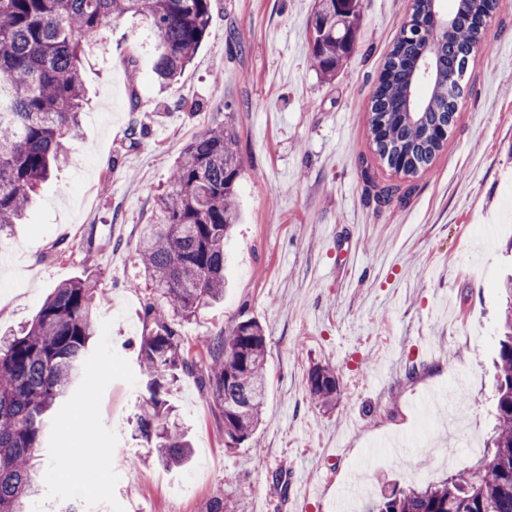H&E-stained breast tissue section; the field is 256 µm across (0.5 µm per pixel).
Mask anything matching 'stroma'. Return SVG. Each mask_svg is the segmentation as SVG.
<instances>
[{
  "label": "stroma",
  "instance_id": "obj_1",
  "mask_svg": "<svg viewBox=\"0 0 512 512\" xmlns=\"http://www.w3.org/2000/svg\"><path fill=\"white\" fill-rule=\"evenodd\" d=\"M409 4L361 0L358 49L331 79L310 64L317 0H211L209 33L166 91L148 64L133 76L124 62L141 46V17L113 21L106 49L89 37L81 135L0 238V336L30 323L59 284L95 287L94 396L56 409L33 512H57L69 493L49 463L65 446L82 449L81 488L102 512H208L219 494L227 512H338L352 475L377 499L484 455L512 271V0L490 20L443 150L403 177L376 156L367 113ZM180 98L187 108L175 107ZM228 112L242 164L228 287L178 330L192 344L240 317L258 321L267 400L254 435L228 448L210 395L182 379L170 402L194 453L172 471L132 438L149 299L137 243L183 147ZM391 182L403 198L376 205ZM318 365L339 384L326 407L307 386ZM459 378L463 417L451 433L422 400Z\"/></svg>",
  "mask_w": 512,
  "mask_h": 512
}]
</instances>
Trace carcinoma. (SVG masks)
<instances>
[{"label":"carcinoma","instance_id":"obj_1","mask_svg":"<svg viewBox=\"0 0 512 512\" xmlns=\"http://www.w3.org/2000/svg\"><path fill=\"white\" fill-rule=\"evenodd\" d=\"M211 0H0V233L17 223L32 194L67 157L79 136L85 86L83 38L127 14L147 20L149 61L173 81L208 34ZM499 0H455V21L428 35L436 0H412L373 94L368 124L376 153L395 173L414 176L443 148L458 99L470 91L469 68ZM359 0H318L311 56L322 73L356 50ZM428 60L432 79L420 85L416 64ZM233 115L190 141L159 198L160 221L147 224L138 255L151 291L139 362L147 378L136 432L159 464L180 469L192 448L167 395L182 376H196L224 415V445L247 441L266 403V336L247 318L226 334L188 345L175 320L196 316L224 297V239L238 223L241 174ZM506 307L495 361V424L486 454L461 474L408 488L394 487L374 512H512V276L502 282ZM94 288L86 279L54 288L31 323L0 339V512H27L39 487L48 412L91 369ZM312 399L331 403L334 370L308 374Z\"/></svg>","mask_w":512,"mask_h":512}]
</instances>
